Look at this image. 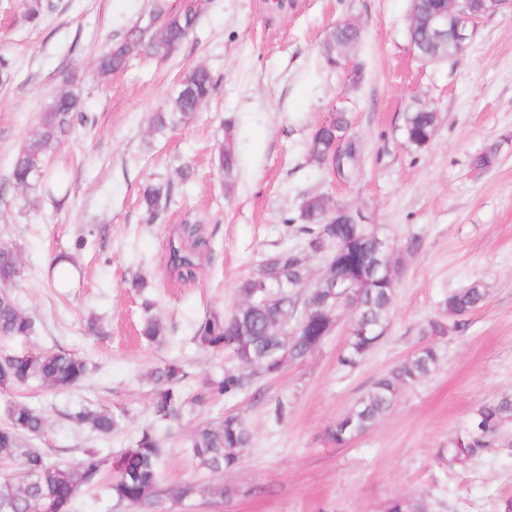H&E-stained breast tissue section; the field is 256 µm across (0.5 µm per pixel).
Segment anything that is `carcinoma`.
I'll use <instances>...</instances> for the list:
<instances>
[{"mask_svg": "<svg viewBox=\"0 0 512 512\" xmlns=\"http://www.w3.org/2000/svg\"><path fill=\"white\" fill-rule=\"evenodd\" d=\"M25 17L35 24L44 19L50 9L49 0H24ZM422 14L454 12V0H420ZM197 15L190 9L167 14L157 5L145 26H134L112 40L98 56L97 74L107 76L126 69L136 54L144 49L155 55H167L175 50L192 32ZM412 46L423 60L435 55L453 56L458 47L453 39L437 43L421 25L409 33ZM360 39V34L344 27H334L325 41V55L330 62L332 47L340 41ZM217 85L215 76L204 66L191 68L182 77L176 94L170 101L169 119L184 120L198 112L210 98ZM80 90L75 81L55 95L44 108L35 130L27 136L16 154L8 177L15 190L25 193L41 184L48 193L59 190L65 181L63 174H52L49 162L62 139L75 125L85 121L80 109ZM438 123L437 113L430 108L405 107L403 137L407 145L420 149L432 139ZM350 131L347 113L338 112L331 126L317 127L308 143L310 160L325 165L326 154L332 147L336 130ZM218 167L228 175L237 168V153L231 126H226L224 139L218 144ZM360 145L353 139L347 143L340 157L342 176H355L360 163ZM172 185L168 182L147 181L140 189V200L150 219H155L170 202ZM329 199L323 195L306 197L300 206L302 224L297 232L303 237V249L316 254L326 243H339L343 252L331 269V279L346 280L351 285L350 299L343 305L356 304L357 326L351 329L339 363L348 368L357 367L367 354L383 340L382 333L390 327V311L396 285V273L373 271L384 261L371 232L358 224L331 222L326 214ZM266 258L274 260L279 280L268 283L275 291L279 286H299L309 281V270L298 251L282 248ZM171 264L182 275H192L195 267L192 254L174 246ZM20 275V259L9 245H0V336L25 339L35 334L36 322L16 303L10 288ZM255 282L245 278L239 288V304L228 315L212 311L197 325L193 340L203 349L215 353L229 352L241 369H226L221 377L210 381L214 395L224 397L250 388L261 375L273 376L289 363L304 361L317 349L328 330L326 298L329 289L300 290L285 297L286 304L269 305L247 302ZM487 293L478 283L448 293L443 312L448 321L432 320L422 329V336H444L459 331L466 325V317L482 307ZM306 311L303 335L286 342L274 326L275 319L283 317L291 307ZM143 321L140 335L150 342H160L167 336L162 322L154 314L155 301L142 302ZM278 351L281 363L275 370L268 369L270 355ZM440 360L438 350L426 343L407 359L371 383L367 391L344 416L325 430L326 439L336 445H346L369 431L394 406L399 394L407 387L429 377ZM91 374V366L82 357L66 351L42 353H13L0 356V392H10L37 382L55 391L75 389ZM185 373L176 362H168L151 372L155 387L151 412L159 423L177 418L187 405L182 383ZM512 418V395H502L481 404L471 415L468 426L448 441V455L454 462L470 460L495 444L502 423ZM74 419L89 426L102 436H109L122 425L121 415L106 406L85 408ZM45 417L37 409L20 401H13L7 410V422L0 425V459L20 466V479L0 477V512H43L46 504H57L62 512H70L73 500L85 488L99 483L103 462L112 469V481L107 486L109 497L133 512H155L161 500L178 501L205 496L213 501L224 500L229 489L224 483L205 486L185 483L175 488L164 487L159 480V465L164 453V439L152 426L141 430L134 444L107 460L99 459V451L90 450L87 458L75 465H61L50 461L38 448L30 447L26 439L43 433ZM252 435L244 420L236 415L219 422L198 426L186 442L197 466L220 474L237 465L238 450L250 445ZM387 512H424L423 504L396 498L390 501Z\"/></svg>", "mask_w": 512, "mask_h": 512, "instance_id": "1", "label": "carcinoma"}]
</instances>
